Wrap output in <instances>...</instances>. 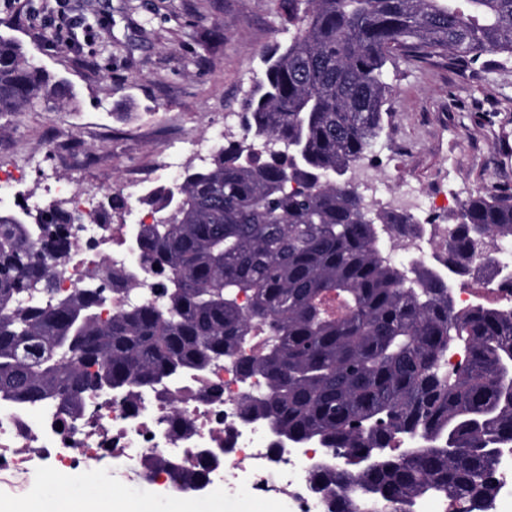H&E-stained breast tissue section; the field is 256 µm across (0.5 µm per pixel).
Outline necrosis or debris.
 <instances>
[{
	"instance_id": "obj_1",
	"label": "necrosis or debris",
	"mask_w": 512,
	"mask_h": 512,
	"mask_svg": "<svg viewBox=\"0 0 512 512\" xmlns=\"http://www.w3.org/2000/svg\"><path fill=\"white\" fill-rule=\"evenodd\" d=\"M49 199H62L80 211L83 224L72 231V248L61 258L55 279L66 294L104 265L132 264L125 239L128 224L103 223L96 197L62 182L50 185ZM244 398L232 362L214 366L198 378L169 386L165 394L141 393L138 401L109 405L105 395L90 396L78 421L64 420L57 407L18 409L0 404V473L23 470L29 458L53 462L56 470H85L101 456L143 463L153 452L198 465L200 448L231 447L219 482L230 494L254 500L280 495L286 512H324L308 484L314 458L278 454L263 422H247L239 412ZM191 432L177 437L183 422Z\"/></svg>"
}]
</instances>
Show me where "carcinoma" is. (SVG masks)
<instances>
[{
	"mask_svg": "<svg viewBox=\"0 0 512 512\" xmlns=\"http://www.w3.org/2000/svg\"><path fill=\"white\" fill-rule=\"evenodd\" d=\"M292 29L244 103L242 137L143 201L136 262L112 270L142 299L109 312L91 275L65 296L61 231L83 223L62 201L0 212V400L56 405L69 418L104 382L130 398L230 359L257 382L242 413L368 464L310 477L327 512H399L431 497L488 512L500 453L512 448V313L460 308L453 289L512 238V194H471L441 265L384 254L416 219L372 209L344 176L382 130L386 66L399 57L473 64L512 56V0H279ZM71 96L0 35V116ZM126 200L107 195L105 222ZM464 359L444 361L450 345ZM147 471L202 481L167 457Z\"/></svg>",
	"mask_w": 512,
	"mask_h": 512,
	"instance_id": "carcinoma-1",
	"label": "carcinoma"
}]
</instances>
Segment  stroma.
Here are the masks:
<instances>
[{
    "label": "stroma",
    "mask_w": 512,
    "mask_h": 512,
    "mask_svg": "<svg viewBox=\"0 0 512 512\" xmlns=\"http://www.w3.org/2000/svg\"><path fill=\"white\" fill-rule=\"evenodd\" d=\"M66 9L80 24L56 39L46 15ZM0 35L70 88L62 106L41 103L0 117V167L24 178L0 207L46 196L45 173L82 189L133 185L123 223L143 220L140 195L196 166L160 170L177 140L216 147L240 137L247 90L263 73V52L287 45L278 0H0ZM389 114L363 167L379 195L414 191L422 224H456L459 203L482 192H512V57L490 53L473 65L443 60L387 65ZM99 484L167 512L165 486L145 483L127 463H96ZM46 465L0 474V499L53 497Z\"/></svg>",
    "instance_id": "obj_1"
}]
</instances>
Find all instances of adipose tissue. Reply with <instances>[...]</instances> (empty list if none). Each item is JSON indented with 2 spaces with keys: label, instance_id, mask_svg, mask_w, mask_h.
<instances>
[{
  "label": "adipose tissue",
  "instance_id": "ef3b65f1",
  "mask_svg": "<svg viewBox=\"0 0 512 512\" xmlns=\"http://www.w3.org/2000/svg\"><path fill=\"white\" fill-rule=\"evenodd\" d=\"M0 512H153V507L150 501L129 500L110 488L96 487L85 498L60 494L49 500L0 501Z\"/></svg>",
  "mask_w": 512,
  "mask_h": 512
}]
</instances>
